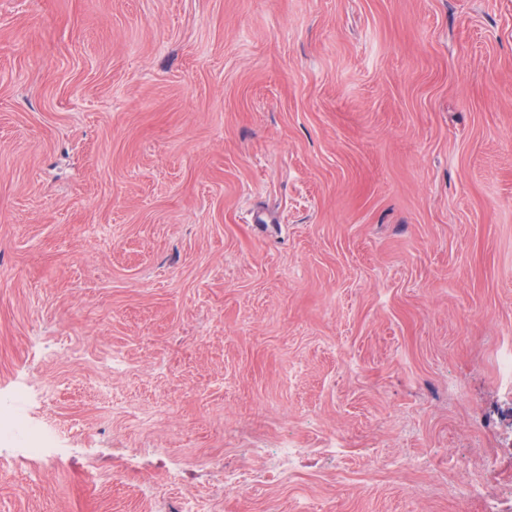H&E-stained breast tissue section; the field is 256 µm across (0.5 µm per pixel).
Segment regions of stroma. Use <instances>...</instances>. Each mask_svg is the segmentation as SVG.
I'll return each instance as SVG.
<instances>
[{
	"instance_id": "1",
	"label": "stroma",
	"mask_w": 512,
	"mask_h": 512,
	"mask_svg": "<svg viewBox=\"0 0 512 512\" xmlns=\"http://www.w3.org/2000/svg\"><path fill=\"white\" fill-rule=\"evenodd\" d=\"M511 343L512 0H0V512H512ZM23 429L30 439L31 448H23L27 456L40 458L45 456L46 448L50 447L54 440L53 430L43 424L27 423L21 416L1 417L0 411V433L14 429Z\"/></svg>"
}]
</instances>
